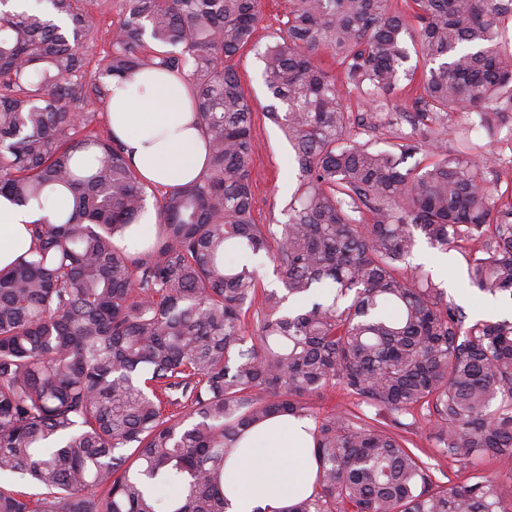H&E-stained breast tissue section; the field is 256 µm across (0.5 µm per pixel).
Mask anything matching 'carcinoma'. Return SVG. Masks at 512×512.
Returning a JSON list of instances; mask_svg holds the SVG:
<instances>
[{"mask_svg":"<svg viewBox=\"0 0 512 512\" xmlns=\"http://www.w3.org/2000/svg\"><path fill=\"white\" fill-rule=\"evenodd\" d=\"M0 0V196L66 212L0 273V512H226L224 465L275 415L313 422L315 491L273 512H512L498 481L445 485L408 435L431 428L449 468L512 481V319L467 322L418 241L462 248L472 287L512 300V187L470 132L512 144V0H289L261 55L268 117L299 185L284 224H258L252 104L232 59L262 0H124L95 89L143 69L191 87L208 150L197 180L156 198L154 243H117L148 192L84 97V0ZM420 47L408 65L406 40ZM329 53L336 82L319 61ZM419 82L412 111L384 101ZM355 96L372 111L354 112ZM475 112L448 145V113ZM392 130L379 149L356 128ZM430 142L427 162L408 160ZM77 153L92 165L74 166ZM266 254L282 288L262 286ZM341 387L354 409L319 418ZM355 400L347 396L339 386L327 390L320 397H313L310 400L311 407L318 417L322 418L330 413L339 412L346 408H352V402Z\"/></svg>","mask_w":512,"mask_h":512,"instance_id":"cac0c4a2","label":"carcinoma"}]
</instances>
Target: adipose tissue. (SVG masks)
<instances>
[{"label": "adipose tissue", "instance_id": "obj_1", "mask_svg": "<svg viewBox=\"0 0 512 512\" xmlns=\"http://www.w3.org/2000/svg\"><path fill=\"white\" fill-rule=\"evenodd\" d=\"M108 95L109 127L145 184L185 183L203 174L205 141L180 75L144 71L113 79ZM40 216L36 206L18 207L0 198V271L32 249V228ZM310 425L306 418L275 417L245 434L224 466L230 512H278L313 493Z\"/></svg>", "mask_w": 512, "mask_h": 512}]
</instances>
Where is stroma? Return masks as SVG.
<instances>
[{"mask_svg": "<svg viewBox=\"0 0 512 512\" xmlns=\"http://www.w3.org/2000/svg\"><path fill=\"white\" fill-rule=\"evenodd\" d=\"M123 0H89L90 33L87 42L89 66L103 65L110 50L112 31L122 16ZM288 0H263L262 19L255 32V44L235 59L243 87L252 102V191L254 216L260 224H282L286 206L297 189L294 152L282 131L266 116L270 99L261 78L258 54L286 20ZM427 261L409 257V265H424L433 278L443 283L449 300L460 305L469 319L478 320L487 294L470 287L467 263L462 251L432 248Z\"/></svg>", "mask_w": 512, "mask_h": 512, "instance_id": "stroma-1", "label": "stroma"}]
</instances>
